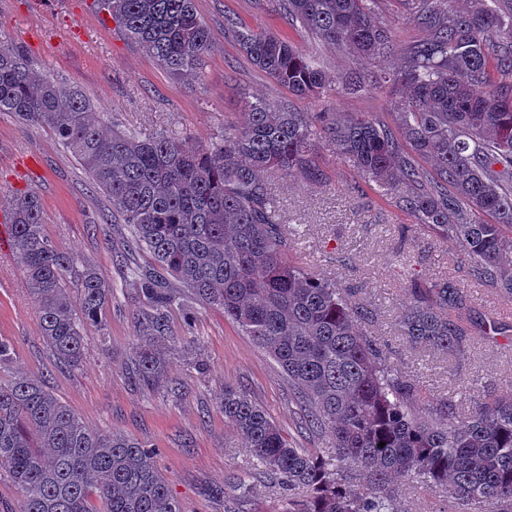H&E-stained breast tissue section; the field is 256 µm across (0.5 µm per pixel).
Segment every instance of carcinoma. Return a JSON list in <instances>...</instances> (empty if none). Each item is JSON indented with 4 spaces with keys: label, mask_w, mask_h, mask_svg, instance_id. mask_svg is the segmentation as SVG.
I'll return each instance as SVG.
<instances>
[{
    "label": "carcinoma",
    "mask_w": 512,
    "mask_h": 512,
    "mask_svg": "<svg viewBox=\"0 0 512 512\" xmlns=\"http://www.w3.org/2000/svg\"><path fill=\"white\" fill-rule=\"evenodd\" d=\"M380 0H269L274 14L358 58L398 54L394 71L355 72L338 88L290 40L243 30L239 45L295 97L370 91L399 97L388 124L368 112H298L246 102L242 125L208 146L164 133L103 130L75 87L31 68L20 46L0 45V113L50 129L112 204L131 242L119 262L147 301L136 324L145 344L130 366L146 390L179 393L157 353L173 310L200 302L224 310L288 376L302 428L329 446L293 445L270 414L224 385V422L285 492L284 512H401V490L442 489L448 502L512 512V397L462 415L451 399L424 405L366 333L368 308L347 301L334 277L292 257L296 230L276 218L267 172L326 182L316 162L331 144L381 196L460 248L473 280L512 300V0L475 10L449 0H399L413 40L378 12ZM170 75L203 77L211 35L195 0H94ZM11 250L38 304L52 356L76 368L86 330L103 322L112 288L98 270L45 232L34 193L14 199ZM147 251L153 267L134 264ZM401 335L455 365L475 339L465 290L450 279L406 289ZM153 451L121 432L92 431L26 374L0 380V472L21 493L16 512H182Z\"/></svg>",
    "instance_id": "cac0c4a2"
}]
</instances>
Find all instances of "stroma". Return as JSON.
<instances>
[{"label": "stroma", "mask_w": 512, "mask_h": 512, "mask_svg": "<svg viewBox=\"0 0 512 512\" xmlns=\"http://www.w3.org/2000/svg\"><path fill=\"white\" fill-rule=\"evenodd\" d=\"M211 32L212 50L204 77L176 78L159 68L93 0H0V44L24 46L35 70L77 85L104 127L119 126L141 136L164 133L199 144L214 142L225 120L244 123V99L276 106L291 102L300 112L396 111L391 97L366 92L334 98H293L243 54L237 44L244 29L288 36L320 62L330 80L364 66V59L336 52L315 36L272 15L265 0H196ZM327 174L323 187L271 175L286 223L300 227L299 262L340 279L354 301L372 317L366 330L385 347L394 368L433 401L451 387L446 356L411 347L395 333L407 303L395 264L405 261L423 281L445 274L470 289L471 318H498L512 326V303L472 283L459 250L441 242L403 213L393 199L377 197L334 147L318 152ZM35 192L44 208L46 231L58 247L97 268L112 287L103 327L87 331L78 368L61 366L38 329L37 303L0 231V338L15 352V371L41 376L47 387L74 409L93 431L123 432L152 446L153 464L169 482L183 512H224L229 479L246 481L235 502L238 512H281V490L261 472L242 439L224 423L220 401L225 384L243 389L264 407L300 448L326 446L327 437L298 432L303 415L279 365L221 310L198 304L192 322L170 314L172 343L162 355L171 379L185 387L176 396L164 389L146 392L129 378L135 350L143 345L135 317L144 303L115 263L130 238L124 224L105 222L108 203L88 174L46 128L20 127L0 115V212L13 199ZM465 384L456 398L463 411L490 396L512 393V348L476 344L458 374Z\"/></svg>", "instance_id": "stroma-1"}]
</instances>
